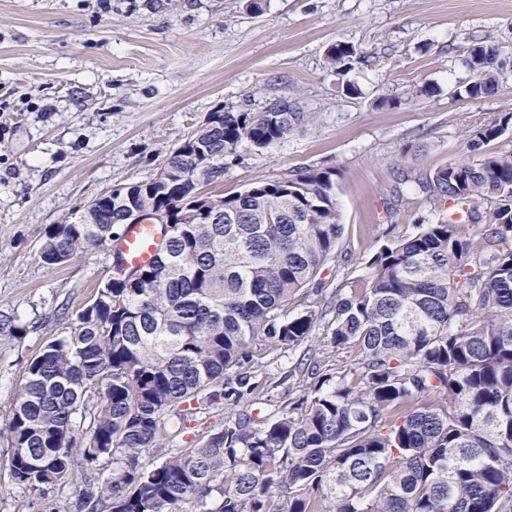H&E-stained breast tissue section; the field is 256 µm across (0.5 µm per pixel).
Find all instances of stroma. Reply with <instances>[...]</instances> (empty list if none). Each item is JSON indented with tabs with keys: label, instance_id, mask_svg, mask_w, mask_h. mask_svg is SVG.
I'll list each match as a JSON object with an SVG mask.
<instances>
[{
	"label": "stroma",
	"instance_id": "obj_1",
	"mask_svg": "<svg viewBox=\"0 0 512 512\" xmlns=\"http://www.w3.org/2000/svg\"><path fill=\"white\" fill-rule=\"evenodd\" d=\"M486 36L505 66L496 93L471 100L462 58ZM338 41L368 56L343 79L324 60ZM346 81L357 94L343 93ZM425 84L432 94H419ZM280 100L313 121L267 149L241 143L203 192L335 168L344 230L321 274L330 296L364 281L378 245L423 216L400 172L476 159L473 131L512 110V0H262L258 14L249 0H0V313L28 327L0 338V427L28 361L64 335L112 266L106 247L45 265L48 228L156 174L217 107ZM299 356L268 351L241 410L267 416L297 401ZM231 412L198 415L170 448L205 441Z\"/></svg>",
	"mask_w": 512,
	"mask_h": 512
}]
</instances>
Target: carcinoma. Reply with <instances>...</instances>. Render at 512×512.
Here are the masks:
<instances>
[{
  "mask_svg": "<svg viewBox=\"0 0 512 512\" xmlns=\"http://www.w3.org/2000/svg\"><path fill=\"white\" fill-rule=\"evenodd\" d=\"M363 61L343 41L325 54L338 75ZM464 63L467 98L490 95L499 47L480 42ZM312 120L296 102L229 109L154 176L49 227L40 258L61 265L111 241L136 211L178 207L157 261L131 269L132 282L102 281L67 334L30 360L0 428L15 485L43 498L54 475L69 480L82 464L85 512H180L188 502L200 512H512V153L415 177L436 219L382 243L363 287L329 298L308 285L343 231L335 168L201 194L241 142L266 149ZM511 127L503 112L472 146ZM319 326L357 362L307 350L304 395L279 415L231 416L206 441L143 462L198 411L254 394L264 353L298 349ZM27 333L0 314V337ZM102 459L112 468L97 469Z\"/></svg>",
  "mask_w": 512,
  "mask_h": 512,
  "instance_id": "carcinoma-1",
  "label": "carcinoma"
}]
</instances>
